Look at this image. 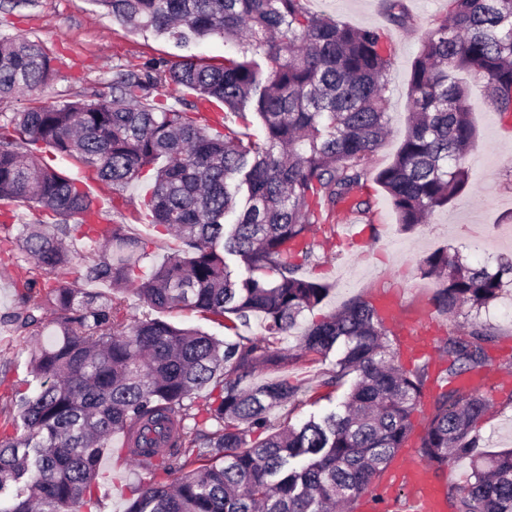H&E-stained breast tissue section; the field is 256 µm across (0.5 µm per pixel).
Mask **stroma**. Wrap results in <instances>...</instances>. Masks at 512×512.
<instances>
[{
  "instance_id": "1",
  "label": "stroma",
  "mask_w": 512,
  "mask_h": 512,
  "mask_svg": "<svg viewBox=\"0 0 512 512\" xmlns=\"http://www.w3.org/2000/svg\"><path fill=\"white\" fill-rule=\"evenodd\" d=\"M410 21L390 22L384 0H306V8L328 15L352 27H379L385 30L394 55L386 73L390 133L371 158L373 168L389 164L408 131V81L412 62L426 31L448 13V0H402ZM0 34H22L41 42L50 50L57 69L55 80L41 91L0 100V116L11 115L28 106L70 99H105L112 96V72L116 67L138 68L159 58L178 55L167 38L150 31H133L113 19L92 0H0ZM471 117L477 140L467 156L472 186L447 208L437 210L425 224L411 231L400 229L396 215L377 185H369L374 202V225L366 227L360 217L336 212L334 222L351 220L354 237L337 240L328 254L302 265L300 276L329 284L331 291L322 304L304 312L298 328L281 337L279 348L295 346L304 328L325 315L341 309L350 299L370 297L386 290L398 294L409 309L432 308L437 283L420 273V264L429 253L442 247L456 251L468 263L497 269L512 261V128L502 122L489 104L482 81L468 80ZM49 166L65 170L78 182L87 184L95 202L105 204L111 224L127 225L131 234L146 239L148 256L141 263V275H148L181 243L174 235L154 227L144 205L149 181L133 182L124 191L125 203L109 207L110 185L71 158L60 156L45 145L33 147ZM18 290L15 268L0 264V396L22 387L26 377L24 350L27 334L14 331L3 319L15 311ZM437 335L463 330L480 323L490 327L496 339L489 346L486 373H498L504 380L481 386L491 407L478 425L480 446L487 452L512 448V286H504L500 298L487 306L436 319ZM332 361L309 362L288 369V376L300 386L296 405L272 411L274 420L290 419L298 424L309 416L338 410L345 388L322 385L323 372ZM121 434H113L111 449L100 460V481L107 496L100 512H125L135 489L145 480L133 464L120 460Z\"/></svg>"
}]
</instances>
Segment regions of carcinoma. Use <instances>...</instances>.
I'll return each mask as SVG.
<instances>
[{"label":"carcinoma","instance_id":"carcinoma-1","mask_svg":"<svg viewBox=\"0 0 512 512\" xmlns=\"http://www.w3.org/2000/svg\"><path fill=\"white\" fill-rule=\"evenodd\" d=\"M121 24L153 29L179 47L219 37L239 47L220 63L178 55L112 74V98L39 105L0 124V201L20 203L53 221L19 225L23 311L13 321L51 329L29 350L32 380L0 412V512H98L101 454L112 434L128 432L133 462L148 475L126 512H355L358 499L400 450L416 449L433 476L448 460L468 458L471 481L447 486L451 512H512V448L479 451L476 428L490 402L454 386L489 360L495 335L473 325L437 346L448 367L407 368L403 341L382 311L361 297L312 323L299 343L275 347L329 286L297 275L314 257L308 233L329 224L346 203L367 216L378 185L404 230L424 223L470 189L464 160L477 131L459 74L484 81L493 109L512 119V0H449V14L423 37L409 80V128L387 166L373 170L390 121L384 76L386 36L308 11L303 0H94ZM57 76L38 41L0 35V98L34 91ZM166 84L192 92L175 109L153 96ZM224 107V133L211 132L199 106ZM260 135L243 136L230 125ZM42 143L73 158L98 180L124 188L153 172L146 206L152 223L175 234L182 250L147 277L137 275L146 243L124 224L96 227L92 199L65 172L30 151ZM236 215L233 223L225 218ZM80 232L92 246L73 263L67 240ZM269 281L235 279L225 255ZM435 278L441 315L496 299L512 263L473 267L441 248L423 259ZM103 284L101 296L84 288ZM132 291L151 313L131 320ZM192 308L231 329L253 316L265 334L219 341L161 314ZM344 346L321 385L351 381L343 410L296 427L270 419L296 401L288 376L253 383L263 368L284 370ZM210 389L206 408L195 395ZM436 392L423 430L414 414ZM191 470L171 481V459Z\"/></svg>","mask_w":512,"mask_h":512}]
</instances>
